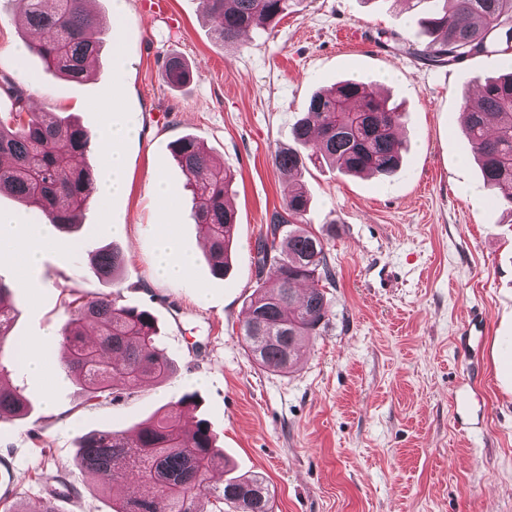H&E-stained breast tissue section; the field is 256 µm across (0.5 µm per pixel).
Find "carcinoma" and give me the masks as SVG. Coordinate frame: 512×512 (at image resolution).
Here are the masks:
<instances>
[{
  "label": "carcinoma",
  "mask_w": 512,
  "mask_h": 512,
  "mask_svg": "<svg viewBox=\"0 0 512 512\" xmlns=\"http://www.w3.org/2000/svg\"><path fill=\"white\" fill-rule=\"evenodd\" d=\"M296 0H203L218 40L236 46L242 31L255 26L275 27L291 12ZM27 27L42 34L28 44L30 52L63 78L80 82L85 60L100 49L98 35L105 22L87 7L86 0H12ZM435 9L420 18L430 40L423 52L437 66L455 65L468 58L512 54V0H417ZM166 83L180 88L193 79V70L180 57L165 64ZM0 87L14 99L15 111L0 116V188L27 203L61 230L77 227L76 218L91 195L92 173L73 169L62 173L60 158L81 157L92 145L83 126L52 112H32L24 90L5 77ZM476 107L465 116V131L483 182L500 194L512 214V64L495 78L477 85ZM401 105L380 96L373 84L343 80L311 95L302 118L291 128L292 145L274 152L273 165L291 177L306 164L339 165L358 175L382 179L398 174L405 146L396 130ZM174 156L187 177L195 203V224L208 241L211 272L224 277L229 268L234 213L224 207V195L233 176L216 165L194 137L181 139ZM310 206L302 189L295 190L275 213L265 237L257 245L261 284L250 295L241 331L253 360L262 368L286 372L294 366L299 344L319 334L328 305L325 285L333 281L323 238L300 227ZM121 254L102 247L94 254L97 274L115 281L122 271ZM13 290L0 280V421L19 420L28 412L21 388L11 382L23 359L22 347L12 336L16 309ZM62 329L67 349L64 366L86 392L88 400L112 401L145 380L163 381L174 372V361L160 346L153 314L119 303V297L100 294L74 299ZM96 330V341L86 340V328ZM196 394H186L177 409L137 424L132 434L110 428L85 435L77 451L78 465L116 487L133 478L138 489L115 501L112 512H199L203 500L211 512L235 507L241 512H273L271 493L260 475H238L222 485L211 473L226 466L217 450L210 424L199 420L185 430L178 411L195 406ZM46 488L43 512H58L55 501L67 483Z\"/></svg>",
  "instance_id": "carcinoma-1"
}]
</instances>
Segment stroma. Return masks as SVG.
Here are the masks:
<instances>
[{
  "instance_id": "35a3bbf8",
  "label": "stroma",
  "mask_w": 512,
  "mask_h": 512,
  "mask_svg": "<svg viewBox=\"0 0 512 512\" xmlns=\"http://www.w3.org/2000/svg\"><path fill=\"white\" fill-rule=\"evenodd\" d=\"M112 2L91 4L115 27L102 36L90 78L73 83L25 51L32 33L0 0V77L20 85L34 111L68 116L97 136L112 102L139 125L125 146L128 193L92 203L80 228L56 231L38 266L0 263V279L17 286L14 335L53 331L47 357L63 349L68 302L112 292L155 315L175 372L100 404L55 371L18 372L32 408L0 421L8 462L0 493L41 512L46 492L35 475H59L72 485L59 512H112L113 498L134 486L100 492L75 462L81 435L130 430L195 390L200 403L185 419L209 422L237 473L265 476L273 512H512V378L499 365L512 340V220L484 187L460 118L473 79L499 75L502 59L429 65L416 55L427 38L397 0H300L275 28L253 27L236 47L215 40L201 0H126L118 20ZM118 48L127 66L116 99ZM172 55L194 70L179 89L163 78ZM390 71L399 78L387 90L404 110L399 174L380 180L333 166L280 174L272 155L290 144L314 92ZM187 135L235 175L232 269L221 279L199 245L192 195L171 152ZM158 177L176 189L166 211L153 194ZM300 186L334 282L321 335L303 342L292 371L274 373L254 362L240 332L257 286V241ZM166 217L195 257L183 280L154 272L155 227ZM115 218L123 234L107 231ZM106 245L124 259L115 282L87 257ZM472 314L483 319L482 342L462 351L460 328ZM463 385L473 409L459 419L452 402Z\"/></svg>"
}]
</instances>
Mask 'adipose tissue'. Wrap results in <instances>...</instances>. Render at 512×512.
<instances>
[{
  "label": "adipose tissue",
  "instance_id": "ef3b65f1",
  "mask_svg": "<svg viewBox=\"0 0 512 512\" xmlns=\"http://www.w3.org/2000/svg\"><path fill=\"white\" fill-rule=\"evenodd\" d=\"M136 132L135 119L125 113L113 115L111 125L103 132L100 155L107 176L95 185V194L100 201L107 202L127 192L128 182L123 146ZM156 235L158 238L157 276L169 280L185 277L192 266L191 256L180 250L169 225H160ZM31 237L32 245L23 246L19 222L0 223V257L16 259L27 267L35 265L40 259L43 247L50 245L54 240L52 224L37 225L32 231Z\"/></svg>",
  "mask_w": 512,
  "mask_h": 512
}]
</instances>
